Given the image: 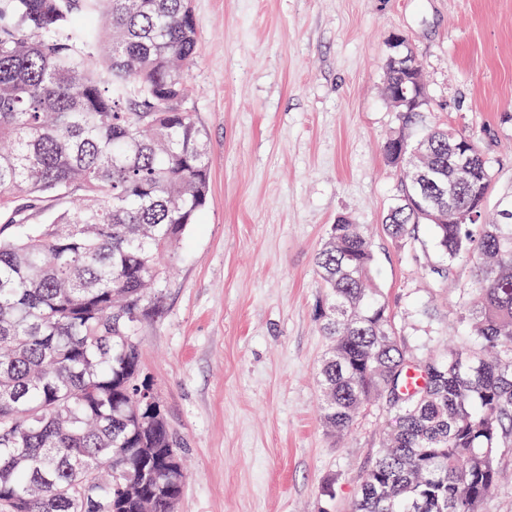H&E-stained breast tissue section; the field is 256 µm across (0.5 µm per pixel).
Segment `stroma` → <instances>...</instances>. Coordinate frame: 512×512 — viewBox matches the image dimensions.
<instances>
[{
  "label": "stroma",
  "instance_id": "stroma-1",
  "mask_svg": "<svg viewBox=\"0 0 512 512\" xmlns=\"http://www.w3.org/2000/svg\"><path fill=\"white\" fill-rule=\"evenodd\" d=\"M200 48L190 107L208 132L210 191L143 323L142 368L184 440L177 512H348L390 416L347 435L320 422L314 257L344 215L368 229L373 280L414 354L464 343L472 272L448 281L428 230L382 229L398 176L384 141L399 126L382 94L393 33L419 60L431 121L480 146L495 212L512 192V0H191ZM481 512H512V445Z\"/></svg>",
  "mask_w": 512,
  "mask_h": 512
}]
</instances>
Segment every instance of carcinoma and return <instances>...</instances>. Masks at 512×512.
Listing matches in <instances>:
<instances>
[{
    "mask_svg": "<svg viewBox=\"0 0 512 512\" xmlns=\"http://www.w3.org/2000/svg\"><path fill=\"white\" fill-rule=\"evenodd\" d=\"M78 13L96 25H78ZM199 51L191 0H0V512H175L183 441L141 369L140 329L209 194L208 133L187 105ZM422 83L399 65L384 85ZM398 110L421 168L448 175L436 219L389 210L387 233H432L443 281L472 268L470 344L406 350L373 287L371 238L347 217L316 254L328 344L322 422L343 434L382 400L394 421L350 512H480L512 442V195L471 138ZM473 175L458 180L461 150ZM403 198L435 194L401 169ZM62 207L43 224L27 213Z\"/></svg>",
    "mask_w": 512,
    "mask_h": 512,
    "instance_id": "1",
    "label": "carcinoma"
}]
</instances>
